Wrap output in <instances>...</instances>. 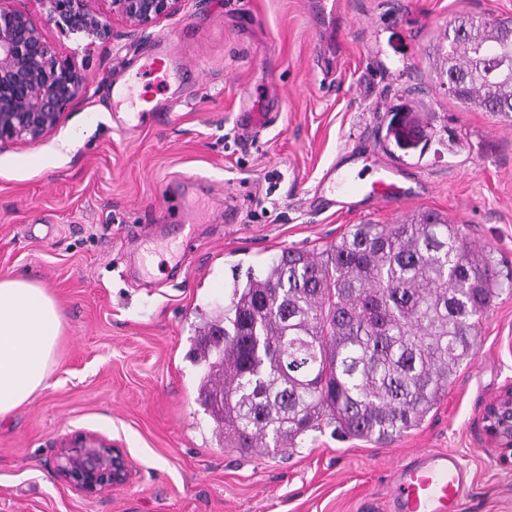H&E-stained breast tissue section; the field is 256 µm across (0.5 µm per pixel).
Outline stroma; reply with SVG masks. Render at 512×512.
<instances>
[{
  "label": "stroma",
  "mask_w": 512,
  "mask_h": 512,
  "mask_svg": "<svg viewBox=\"0 0 512 512\" xmlns=\"http://www.w3.org/2000/svg\"><path fill=\"white\" fill-rule=\"evenodd\" d=\"M312 2L182 0L133 34L109 0H93L115 32L105 42L48 21L40 0H15L85 89L45 139L0 150V277L47 288L63 313L47 387L0 417V512H391L393 471L420 448L466 464L460 512H512V457L482 420L512 388V122L462 108L435 77L455 19L512 17V0H342L329 25ZM164 34L181 60L172 105L117 129L112 86L136 74L154 97L142 69ZM250 104L275 118L246 136L239 114ZM402 106L425 126L408 153L385 138ZM340 156L362 174L395 165L415 197L366 212L315 208L314 187ZM182 175L193 183L179 201L165 186ZM185 206L196 235L186 276L157 288L130 279L128 250L151 261L176 251L178 238L151 227ZM428 210L491 251L503 289L424 423L382 445L325 423L284 454L225 447L188 353L234 272L286 249L321 253L351 224ZM81 435L125 451L127 485L87 498L57 477L58 449Z\"/></svg>",
  "instance_id": "obj_1"
}]
</instances>
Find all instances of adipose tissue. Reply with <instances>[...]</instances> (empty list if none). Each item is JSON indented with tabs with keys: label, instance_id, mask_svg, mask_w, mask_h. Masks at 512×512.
<instances>
[{
	"label": "adipose tissue",
	"instance_id": "adipose-tissue-1",
	"mask_svg": "<svg viewBox=\"0 0 512 512\" xmlns=\"http://www.w3.org/2000/svg\"><path fill=\"white\" fill-rule=\"evenodd\" d=\"M62 334V313L46 288L0 278V416L46 388Z\"/></svg>",
	"mask_w": 512,
	"mask_h": 512
}]
</instances>
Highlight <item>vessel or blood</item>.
I'll use <instances>...</instances> for the list:
<instances>
[{
    "mask_svg": "<svg viewBox=\"0 0 512 512\" xmlns=\"http://www.w3.org/2000/svg\"><path fill=\"white\" fill-rule=\"evenodd\" d=\"M371 181L352 171L329 166L316 191L326 196L330 206L353 209L369 204L371 209L403 203L415 191L387 164L376 163ZM469 472L461 458L450 451L425 449L400 465L391 485L394 512H459V503L470 489Z\"/></svg>",
    "mask_w": 512,
    "mask_h": 512,
    "instance_id": "1",
    "label": "vessel or blood"
}]
</instances>
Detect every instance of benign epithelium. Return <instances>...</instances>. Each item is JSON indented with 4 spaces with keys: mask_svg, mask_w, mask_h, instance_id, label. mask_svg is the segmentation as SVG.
Masks as SVG:
<instances>
[{
    "mask_svg": "<svg viewBox=\"0 0 512 512\" xmlns=\"http://www.w3.org/2000/svg\"><path fill=\"white\" fill-rule=\"evenodd\" d=\"M0 0V149L50 134L81 92L82 75L43 38L28 15ZM49 20L73 33L109 40L114 32L91 0H39ZM112 14L133 32H145L175 14L182 0H110ZM484 422L491 440L512 450V391L492 400ZM57 476L86 497L128 483L131 463L121 448L81 438L59 450Z\"/></svg>",
    "mask_w": 512,
    "mask_h": 512,
    "instance_id": "1",
    "label": "benign epithelium"
}]
</instances>
